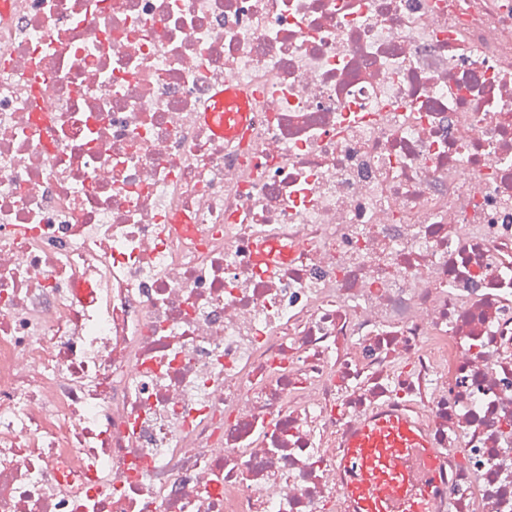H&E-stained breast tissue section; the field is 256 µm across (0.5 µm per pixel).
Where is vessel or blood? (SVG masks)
I'll use <instances>...</instances> for the list:
<instances>
[{
    "label": "vessel or blood",
    "instance_id": "obj_1",
    "mask_svg": "<svg viewBox=\"0 0 512 512\" xmlns=\"http://www.w3.org/2000/svg\"><path fill=\"white\" fill-rule=\"evenodd\" d=\"M215 136L229 138L247 112L229 88L211 91L202 114ZM338 463L347 512H434L443 456L408 414L382 410L353 425Z\"/></svg>",
    "mask_w": 512,
    "mask_h": 512
}]
</instances>
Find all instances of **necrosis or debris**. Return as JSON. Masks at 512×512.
<instances>
[{
	"label": "necrosis or debris",
	"instance_id": "obj_1",
	"mask_svg": "<svg viewBox=\"0 0 512 512\" xmlns=\"http://www.w3.org/2000/svg\"><path fill=\"white\" fill-rule=\"evenodd\" d=\"M5 2L0 512H345L389 406L512 512V0ZM249 116L233 99L227 87L211 91L201 118L212 133L221 138H230L244 125Z\"/></svg>",
	"mask_w": 512,
	"mask_h": 512
}]
</instances>
